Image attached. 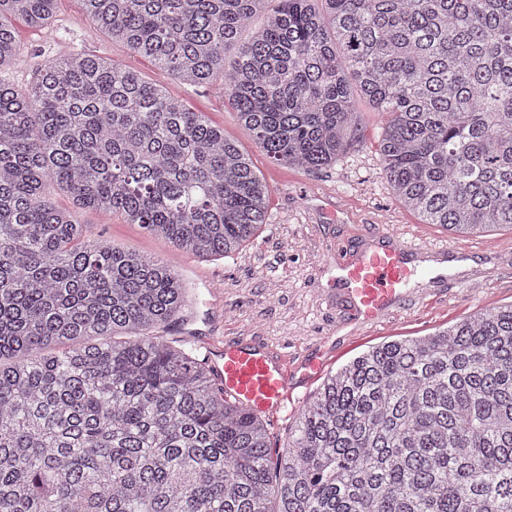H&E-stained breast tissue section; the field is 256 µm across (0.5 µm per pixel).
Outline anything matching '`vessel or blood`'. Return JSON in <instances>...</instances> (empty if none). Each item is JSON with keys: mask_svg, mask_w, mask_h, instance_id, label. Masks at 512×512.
<instances>
[{"mask_svg": "<svg viewBox=\"0 0 512 512\" xmlns=\"http://www.w3.org/2000/svg\"><path fill=\"white\" fill-rule=\"evenodd\" d=\"M411 246L389 243L338 260V279L346 287L354 316L376 323L396 301L405 298L413 281L443 279L439 269L422 270L413 264ZM208 357L224 388V395L244 407L278 417L287 407L290 377L282 358L267 343L256 339L225 341L211 347Z\"/></svg>", "mask_w": 512, "mask_h": 512, "instance_id": "1", "label": "vessel or blood"}]
</instances>
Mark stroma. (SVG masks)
<instances>
[{
	"mask_svg": "<svg viewBox=\"0 0 512 512\" xmlns=\"http://www.w3.org/2000/svg\"><path fill=\"white\" fill-rule=\"evenodd\" d=\"M17 31L23 51L0 70L17 90H27L39 69L59 54L107 57L205 113L250 156L269 189L266 223L254 239L224 257L183 253L119 215L75 207L69 193L59 188H49L47 198L71 212L93 237L178 270L196 292L191 329L198 356L228 339L259 337L283 358L294 388L287 411L266 424L272 457L286 451L297 412L323 382L322 375L303 376L305 358L319 356L324 372H332L369 345L421 336L479 310L512 304V229L457 238L439 225L423 223L403 206L377 150L384 119L365 99L356 101L360 142L330 166L295 168L266 156L219 86L183 81L96 30L80 0H60L43 27L21 24ZM387 232L422 247L444 243L460 249L463 257L448 268L451 284H412L409 296L371 326L354 320L349 296L336 286V261L381 242Z\"/></svg>",
	"mask_w": 512,
	"mask_h": 512,
	"instance_id": "1",
	"label": "stroma"
}]
</instances>
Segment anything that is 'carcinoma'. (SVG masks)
Masks as SVG:
<instances>
[{"mask_svg":"<svg viewBox=\"0 0 512 512\" xmlns=\"http://www.w3.org/2000/svg\"><path fill=\"white\" fill-rule=\"evenodd\" d=\"M82 2L135 53L220 83L274 161L335 162L357 92L405 207L512 229V0ZM56 8L0 0V69L22 51L10 19ZM51 186L199 257L236 251L268 207L224 129L136 71L59 55L26 92L0 78V512H512V305L327 374L274 476L259 417L157 336L183 320L181 277L88 235Z\"/></svg>","mask_w":512,"mask_h":512,"instance_id":"carcinoma-1","label":"carcinoma"}]
</instances>
